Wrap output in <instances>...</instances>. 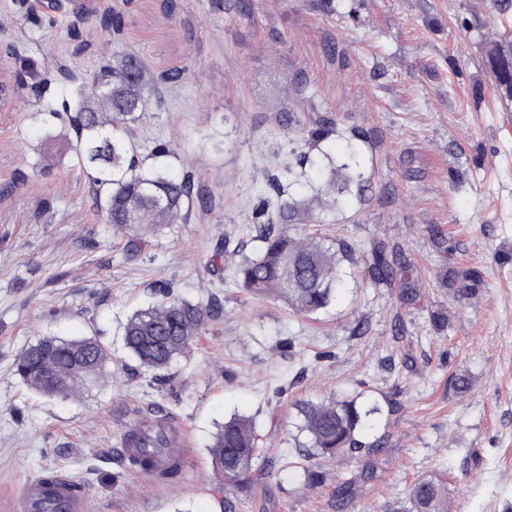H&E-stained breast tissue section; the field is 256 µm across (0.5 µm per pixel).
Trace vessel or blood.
<instances>
[{"label": "vessel or blood", "instance_id": "1", "mask_svg": "<svg viewBox=\"0 0 512 512\" xmlns=\"http://www.w3.org/2000/svg\"><path fill=\"white\" fill-rule=\"evenodd\" d=\"M50 503L56 505L58 512H91L85 489L63 473L50 485L45 484L43 477L30 478L18 493L16 509L17 512H43Z\"/></svg>", "mask_w": 512, "mask_h": 512}]
</instances>
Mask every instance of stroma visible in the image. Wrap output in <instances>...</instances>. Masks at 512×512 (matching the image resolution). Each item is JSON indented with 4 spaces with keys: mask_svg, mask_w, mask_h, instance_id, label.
Listing matches in <instances>:
<instances>
[{
    "mask_svg": "<svg viewBox=\"0 0 512 512\" xmlns=\"http://www.w3.org/2000/svg\"><path fill=\"white\" fill-rule=\"evenodd\" d=\"M500 3L0 0V78L13 87L0 106V512L47 470L85 486L93 512H224L209 447L235 413L255 420L270 471L235 512H336L353 467L312 461L323 474L312 487L288 467L297 403L333 395L375 407L364 439L385 441L345 512H409L410 486L435 473L450 512H512V93L488 60L491 42L512 41ZM117 52L150 75L135 126L144 168L191 174L214 199L135 257L94 204L68 122L49 111L62 104L59 72L84 78ZM172 70L180 81L164 82ZM322 119L336 131L308 147L299 132ZM354 128L365 141L353 157ZM323 168L336 202L309 222L357 258L328 309L296 314L211 269L222 244L256 255L249 216L269 176L286 198L311 199ZM379 244L409 267L414 303L400 283L370 281ZM467 268L482 279L461 298L445 276ZM166 284L192 302L219 295L224 311L157 376L121 333ZM44 336L96 337L110 352L98 383L68 398L24 385L15 360ZM458 374L468 391L453 388ZM159 404L189 441L175 485L139 477L119 448L123 422Z\"/></svg>",
    "mask_w": 512,
    "mask_h": 512,
    "instance_id": "obj_1",
    "label": "stroma"
}]
</instances>
